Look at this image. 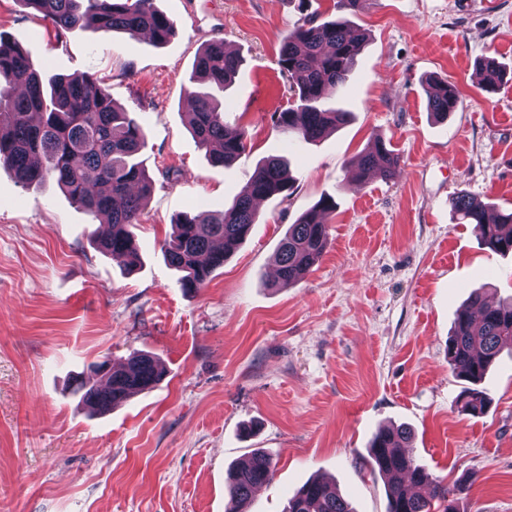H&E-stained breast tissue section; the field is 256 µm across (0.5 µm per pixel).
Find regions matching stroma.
Instances as JSON below:
<instances>
[{"label":"stroma","instance_id":"stroma-1","mask_svg":"<svg viewBox=\"0 0 512 512\" xmlns=\"http://www.w3.org/2000/svg\"><path fill=\"white\" fill-rule=\"evenodd\" d=\"M177 35L91 28L55 32L18 0H0V36L48 76L93 74L134 113L152 188L134 230L141 267L97 250V222L55 180L29 188L0 168V512H226L228 468L256 448L276 464L249 512H282L305 481L336 483L354 512H387L369 448L408 425L434 477L467 479L457 512H512V348L483 385L488 410L458 412L448 366L455 312L469 293L512 294V253L483 246L448 201L464 192L512 211V0H370L353 21L368 40L325 105L347 124L289 143L270 116L291 99L279 55L310 12L333 0H155ZM223 39L243 65L218 93L224 121L248 132L227 168L189 130L195 55ZM505 72L491 91L481 61ZM454 83L447 120L427 110V77ZM400 166L352 181L375 138ZM278 156L288 197L258 207L248 239L206 288L186 293L161 246L187 213L232 203L257 163ZM330 244L303 279L272 287L278 244L322 197ZM155 354L163 379L101 415L80 404L90 364Z\"/></svg>","mask_w":512,"mask_h":512}]
</instances>
